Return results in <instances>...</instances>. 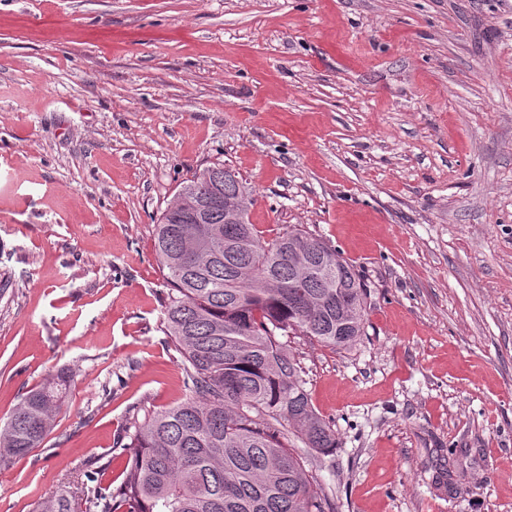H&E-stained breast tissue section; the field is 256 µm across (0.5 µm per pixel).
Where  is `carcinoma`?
I'll return each mask as SVG.
<instances>
[{
  "mask_svg": "<svg viewBox=\"0 0 512 512\" xmlns=\"http://www.w3.org/2000/svg\"><path fill=\"white\" fill-rule=\"evenodd\" d=\"M245 190L217 163L177 195L232 197ZM195 224L171 209L155 228L166 287L164 332L183 358L185 398L130 421L119 488L92 495L59 490L39 512H334L308 460L283 442L292 434L320 455L336 430L311 403L306 372L288 349L305 336L350 348L364 335L367 286L342 254L295 226L268 240L249 214L224 223V206ZM316 268L294 279L292 256ZM70 377L27 393L0 427V466L38 448L64 404Z\"/></svg>",
  "mask_w": 512,
  "mask_h": 512,
  "instance_id": "1",
  "label": "carcinoma"
}]
</instances>
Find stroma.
<instances>
[{
	"label": "stroma",
	"mask_w": 512,
	"mask_h": 512,
	"mask_svg": "<svg viewBox=\"0 0 512 512\" xmlns=\"http://www.w3.org/2000/svg\"><path fill=\"white\" fill-rule=\"evenodd\" d=\"M217 163L368 285L353 348L289 339L336 512H512V0H0V425L72 376L0 512L184 397L153 230Z\"/></svg>",
	"instance_id": "stroma-1"
}]
</instances>
